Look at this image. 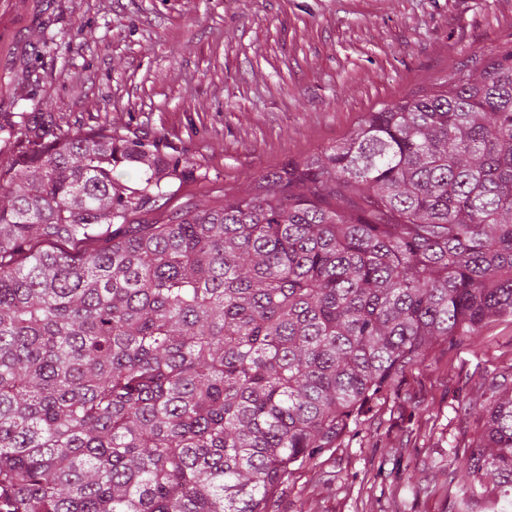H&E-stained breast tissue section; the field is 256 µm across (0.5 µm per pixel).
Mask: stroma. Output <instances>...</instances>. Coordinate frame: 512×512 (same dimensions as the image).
<instances>
[{
    "label": "stroma",
    "instance_id": "stroma-1",
    "mask_svg": "<svg viewBox=\"0 0 512 512\" xmlns=\"http://www.w3.org/2000/svg\"><path fill=\"white\" fill-rule=\"evenodd\" d=\"M512 41V0H0V113L160 142L177 161L151 224L255 192L261 174L347 136L365 113ZM512 385V316L434 342L289 475L273 512H484L453 451Z\"/></svg>",
    "mask_w": 512,
    "mask_h": 512
}]
</instances>
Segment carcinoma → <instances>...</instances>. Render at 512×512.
I'll use <instances>...</instances> for the list:
<instances>
[{"label":"carcinoma","instance_id":"carcinoma-1","mask_svg":"<svg viewBox=\"0 0 512 512\" xmlns=\"http://www.w3.org/2000/svg\"><path fill=\"white\" fill-rule=\"evenodd\" d=\"M0 141V512H269L427 346L512 315V46L158 224L157 146L47 112ZM481 409L454 460L512 512V388Z\"/></svg>","mask_w":512,"mask_h":512}]
</instances>
